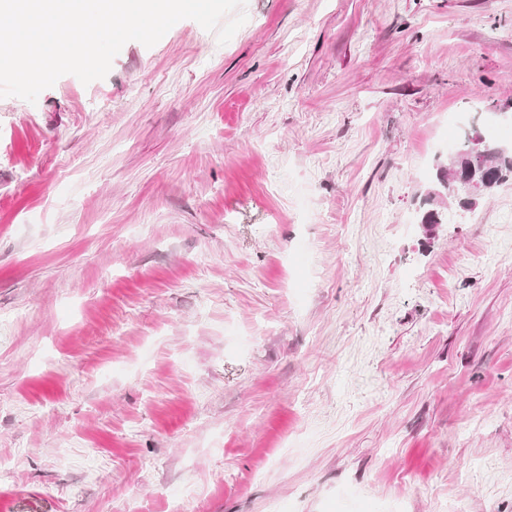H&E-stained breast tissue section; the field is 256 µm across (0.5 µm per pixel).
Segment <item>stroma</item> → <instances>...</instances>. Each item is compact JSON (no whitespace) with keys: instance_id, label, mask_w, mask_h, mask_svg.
<instances>
[{"instance_id":"35a3bbf8","label":"stroma","mask_w":512,"mask_h":512,"mask_svg":"<svg viewBox=\"0 0 512 512\" xmlns=\"http://www.w3.org/2000/svg\"><path fill=\"white\" fill-rule=\"evenodd\" d=\"M246 13L0 98V512H512V0ZM484 141L485 140L482 136L476 135L470 140V144H468L469 140L463 142L458 149V152L468 149L467 153L471 157L479 159H482L486 154L485 163L490 166H494L495 171L501 170L505 176V181L512 176V153H509L508 151H500V147L490 141L487 143L485 153L483 148ZM475 173L477 176L481 173L489 174L487 167L485 165H481L477 162L471 163L465 156H460L453 161H450L448 166L441 167L437 174V179L440 186L447 192L451 193L455 198L456 194L451 189V186L456 182H452L453 178H467L472 173ZM493 174H489L485 179L484 184H480L477 182H470L467 180H462V189L466 196L472 197L474 195L479 194L484 187L487 186L489 182L492 181Z\"/></svg>"}]
</instances>
